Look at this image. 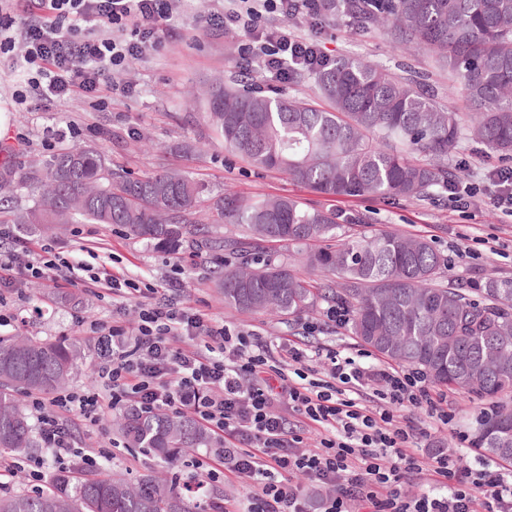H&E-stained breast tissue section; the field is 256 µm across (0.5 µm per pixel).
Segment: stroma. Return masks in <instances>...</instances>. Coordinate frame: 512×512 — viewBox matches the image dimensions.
I'll return each mask as SVG.
<instances>
[{
    "label": "stroma",
    "instance_id": "stroma-1",
    "mask_svg": "<svg viewBox=\"0 0 512 512\" xmlns=\"http://www.w3.org/2000/svg\"><path fill=\"white\" fill-rule=\"evenodd\" d=\"M216 0H183L171 22L178 36L165 39L162 47L128 63L125 79L129 95L70 97L31 110L16 103L13 94L24 76L16 66V52L0 53V115L8 121V135L0 137L5 151L0 154V173L49 160L53 149L42 144L49 129L62 132L59 149L76 144L97 147L113 165L139 175L162 170L186 172L199 181L206 195L230 190L246 197L288 195L309 206L326 205V198L310 189L292 184L276 171H254L244 160L224 151L216 137L207 104L208 90L215 82L239 77L238 47L243 36L236 31L212 34L203 28L202 15L216 7ZM288 27L299 35L318 37L331 57H353L375 63L393 72L422 75L432 83L447 86L448 76L438 71L430 55L404 49L395 50L382 35L360 28L348 19H338L332 27L314 33L301 17L289 18ZM23 133L29 146L16 148L12 136ZM184 143L197 145L198 154L181 151ZM450 166L465 171V185L473 196L467 207H457L447 196L383 204L368 197L339 199L334 204L344 215L363 216L373 229L396 227L407 234L426 238L449 265V281L467 283L472 277H512V216L494 206L496 173L512 169V159L498 156L484 145L465 142L451 156ZM30 241L53 244L61 251L77 249L87 240H105L112 250L114 267L161 282L172 266L186 256V249L171 250L131 235L112 224L78 221L53 229L37 227ZM470 247L471 257L458 259L454 253ZM216 257L206 264L186 267L182 279L191 298L201 301L214 319L229 325L260 331L264 336L304 347L302 320L275 314L239 313L224 306L214 291ZM8 309L17 323L0 327V336H34L50 341L80 340L85 357L78 363L69 388L97 387L95 370L98 354L93 337L77 332L78 318L112 319V299L72 288L65 292L30 283L7 293ZM455 415V431L441 433L442 444L455 446L456 431L473 433L476 420L487 407V399L465 397L447 391ZM115 413H106L98 427L79 434L81 446L108 448L112 456L106 466L114 473L139 475L155 471L175 488L199 476L198 453L184 455L176 463L162 461L149 451L121 443L114 428Z\"/></svg>",
    "mask_w": 512,
    "mask_h": 512
}]
</instances>
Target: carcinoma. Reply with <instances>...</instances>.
Wrapping results in <instances>:
<instances>
[{"label": "carcinoma", "instance_id": "carcinoma-1", "mask_svg": "<svg viewBox=\"0 0 512 512\" xmlns=\"http://www.w3.org/2000/svg\"><path fill=\"white\" fill-rule=\"evenodd\" d=\"M321 20L349 18L396 48L435 56L448 70V95L467 112H449L440 91L417 77L338 57L289 79L313 82V97L288 98L229 80L208 96L224 149L257 169L276 170L327 198L414 200L459 187L448 154L464 141L512 155V0H322ZM35 193L25 212L0 210V224H65L76 217L117 224L161 245L228 252L216 270L224 306L296 315L323 302L348 311V331L385 359L417 366L432 383L465 395L505 397L481 420L474 445L512 460V279L481 288L441 282L448 259L432 244L390 228L350 234L334 209L294 198L250 199L223 192L207 200L186 173L136 176L104 154L74 146L44 166L13 173ZM232 218L235 239L207 226ZM298 247L292 257L276 246ZM306 267L307 280L290 269ZM78 342L0 338V450L16 458L43 452L20 396L50 394L70 379ZM118 431L163 460L208 447L187 417L124 416ZM0 512H193L177 491L149 474L131 482L88 474L55 479L42 492L0 497Z\"/></svg>", "mask_w": 512, "mask_h": 512}]
</instances>
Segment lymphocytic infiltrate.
Listing matches in <instances>:
<instances>
[{"label": "lymphocytic infiltrate", "instance_id": "lymphocytic-infiltrate-1", "mask_svg": "<svg viewBox=\"0 0 512 512\" xmlns=\"http://www.w3.org/2000/svg\"><path fill=\"white\" fill-rule=\"evenodd\" d=\"M173 0H0V51L15 42L31 76L15 100L31 97L128 92L126 64L156 49L169 33ZM321 0H224L210 12L212 32L243 30L239 46L246 65L264 77L284 80L290 69L327 62L318 40L270 25L273 14H318ZM86 259L62 256L0 225V295L29 282L110 295L107 323L83 326L94 336L103 391L61 390L51 400L29 394L48 459L31 457L0 468L43 488L46 468L65 472L73 459L96 467L80 446L76 422L97 426L106 411L153 417L186 416L221 446L199 461L207 487L229 478L256 487L243 512H310L299 484L307 477L326 490L320 512H512V470L507 465L462 464L445 449L420 453L430 432L417 420L423 411L448 425L451 414L414 367L362 363L333 349L305 351L212 319L184 294L181 279L153 284L92 265L105 244L82 246ZM295 413L317 431L303 445Z\"/></svg>", "mask_w": 512, "mask_h": 512}]
</instances>
